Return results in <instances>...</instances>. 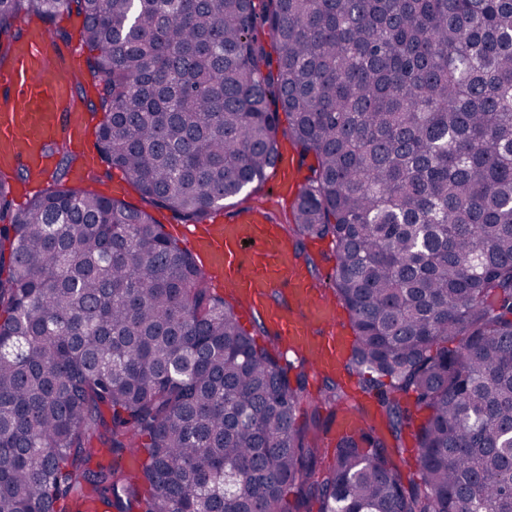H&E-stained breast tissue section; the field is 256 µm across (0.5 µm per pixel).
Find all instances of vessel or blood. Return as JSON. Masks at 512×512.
<instances>
[{
    "instance_id": "vessel-or-blood-1",
    "label": "vessel or blood",
    "mask_w": 512,
    "mask_h": 512,
    "mask_svg": "<svg viewBox=\"0 0 512 512\" xmlns=\"http://www.w3.org/2000/svg\"><path fill=\"white\" fill-rule=\"evenodd\" d=\"M10 55L0 66V168L25 170L29 179L18 190L25 196L52 171V143L85 142L81 111L60 74L64 58H77L78 52L51 43L28 22ZM274 168L280 177L277 199L294 195L292 156L278 152ZM276 210L275 201L262 200L224 220L185 229L184 235L200 269L231 288L244 310L263 318L283 350L305 357L319 377L338 370L351 348L336 328L335 302L296 259Z\"/></svg>"
}]
</instances>
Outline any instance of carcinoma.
<instances>
[{
    "label": "carcinoma",
    "instance_id": "obj_1",
    "mask_svg": "<svg viewBox=\"0 0 512 512\" xmlns=\"http://www.w3.org/2000/svg\"><path fill=\"white\" fill-rule=\"evenodd\" d=\"M0 0L83 18L97 149L188 224L314 163L286 234L328 238L366 422L258 346L146 210L0 173V512H512V0ZM277 45L265 49L259 32ZM287 126H282L281 116ZM328 410L322 417L320 409ZM142 458L131 474L112 456ZM273 169L277 171L280 177L275 195L276 199L281 198L283 200H287L288 195L295 199L297 183L294 179L295 167L293 164V157L282 150H279Z\"/></svg>",
    "mask_w": 512,
    "mask_h": 512
}]
</instances>
